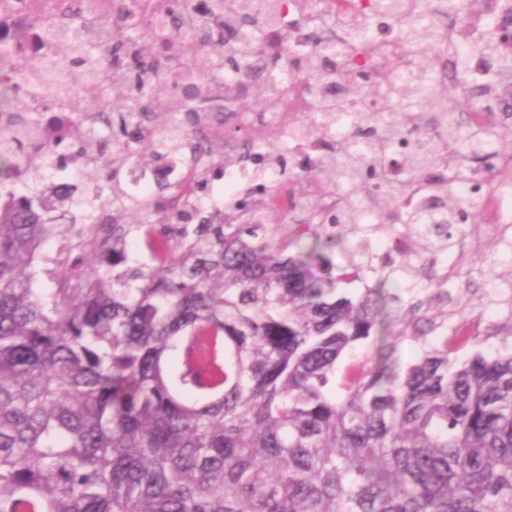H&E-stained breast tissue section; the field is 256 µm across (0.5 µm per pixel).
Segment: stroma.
Masks as SVG:
<instances>
[{
    "mask_svg": "<svg viewBox=\"0 0 512 512\" xmlns=\"http://www.w3.org/2000/svg\"><path fill=\"white\" fill-rule=\"evenodd\" d=\"M364 237L362 230L350 231L333 255L339 265L364 262L372 267L363 282L350 285V292L356 294L375 287L383 278L399 279L407 286L437 282L448 293L446 302H435L426 293L419 299L442 316L441 333H452L463 319L480 325L471 346L459 352V359L476 353L491 357L512 351V217L505 218L492 232L480 223L468 227L466 234L457 235L444 255V263L435 264L426 273L385 263L379 244L362 250L360 242Z\"/></svg>",
    "mask_w": 512,
    "mask_h": 512,
    "instance_id": "1",
    "label": "stroma"
}]
</instances>
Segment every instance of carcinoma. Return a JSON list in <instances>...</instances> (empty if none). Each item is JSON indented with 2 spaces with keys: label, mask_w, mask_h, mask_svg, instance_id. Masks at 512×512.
<instances>
[{
  "label": "carcinoma",
  "mask_w": 512,
  "mask_h": 512,
  "mask_svg": "<svg viewBox=\"0 0 512 512\" xmlns=\"http://www.w3.org/2000/svg\"><path fill=\"white\" fill-rule=\"evenodd\" d=\"M307 22L296 53L265 52L267 26L293 39L279 0H212L192 16L186 0L120 5L96 17L69 0L62 23L33 21L49 50L57 88L42 91L37 65L0 43V512H512V352L476 354L465 324L453 338L428 334L436 314L386 311L403 290L382 279L357 295L345 286L369 265L338 266L339 228L360 223V193L383 214L453 152L459 169L498 130L461 131L453 111L483 110L451 96L434 59L450 55L445 18L464 22L471 0H379L393 42L355 19L346 43L319 40L318 0H296ZM88 73L80 96L72 76ZM250 74L254 102L274 108L289 79L316 98V131L373 96L384 110L331 144L339 208L308 223L232 224L221 211L186 218L180 185L149 197L111 189L122 161L149 165L188 134L200 113L224 106L226 79ZM63 112L82 130L80 150L98 176L68 189L43 168L18 180L12 161L34 149L63 160L64 129L29 139L45 115ZM412 129L422 142L409 179L383 178L385 154ZM313 178L327 161L300 165L282 140L245 141ZM457 175L431 189L435 216L416 211L402 227L416 254L448 250L451 229L480 213L481 198L454 191ZM63 242L71 260L47 265L40 249ZM148 248L152 260L136 256ZM48 287L36 288L37 275ZM421 341L403 363L402 331ZM379 335L374 355L357 347ZM210 370L197 381L187 365Z\"/></svg>",
  "instance_id": "1"
}]
</instances>
